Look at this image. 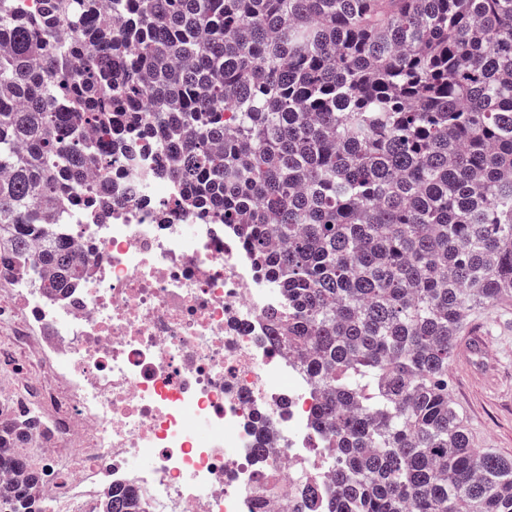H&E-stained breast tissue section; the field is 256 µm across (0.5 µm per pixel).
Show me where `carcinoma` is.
<instances>
[{
  "label": "carcinoma",
  "instance_id": "cac0c4a2",
  "mask_svg": "<svg viewBox=\"0 0 512 512\" xmlns=\"http://www.w3.org/2000/svg\"><path fill=\"white\" fill-rule=\"evenodd\" d=\"M44 2L0 0V277L77 287L59 182L150 148L284 300L336 463L308 510L512 512L448 382L467 314L512 297V0ZM32 431L0 409V512H46Z\"/></svg>",
  "mask_w": 512,
  "mask_h": 512
}]
</instances>
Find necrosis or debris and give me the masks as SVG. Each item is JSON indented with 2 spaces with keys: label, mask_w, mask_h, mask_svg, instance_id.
I'll return each mask as SVG.
<instances>
[{
  "label": "necrosis or debris",
  "mask_w": 512,
  "mask_h": 512,
  "mask_svg": "<svg viewBox=\"0 0 512 512\" xmlns=\"http://www.w3.org/2000/svg\"><path fill=\"white\" fill-rule=\"evenodd\" d=\"M154 165L144 151L110 175L124 191L111 220L89 217L100 176L76 194L63 234L90 264L78 287L51 294L18 276L0 296L53 378L8 395L53 443L45 508L96 512L129 487L142 512H301L298 486H326L334 463L306 375L269 339L281 297L223 225L173 206L184 187L151 178Z\"/></svg>",
  "instance_id": "necrosis-or-debris-1"
}]
</instances>
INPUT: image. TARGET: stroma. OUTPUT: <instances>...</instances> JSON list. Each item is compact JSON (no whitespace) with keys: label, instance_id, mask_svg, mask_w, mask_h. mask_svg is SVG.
Listing matches in <instances>:
<instances>
[{"label":"stroma","instance_id":"obj_1","mask_svg":"<svg viewBox=\"0 0 512 512\" xmlns=\"http://www.w3.org/2000/svg\"><path fill=\"white\" fill-rule=\"evenodd\" d=\"M465 326L485 333L487 355L479 366L453 355L451 397L473 446L512 458V298L469 312Z\"/></svg>","mask_w":512,"mask_h":512}]
</instances>
